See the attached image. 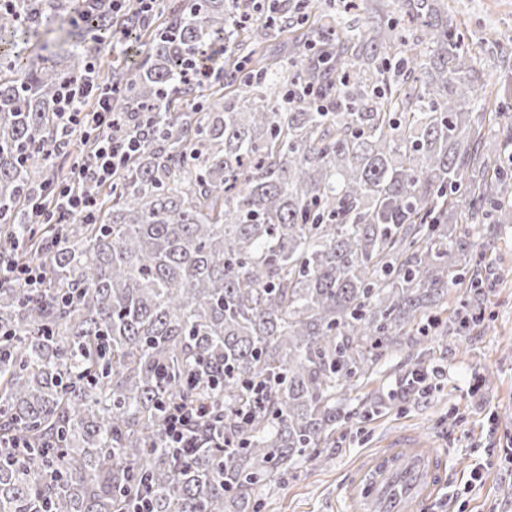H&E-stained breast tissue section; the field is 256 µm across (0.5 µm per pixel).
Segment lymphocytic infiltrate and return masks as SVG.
I'll return each mask as SVG.
<instances>
[{
	"mask_svg": "<svg viewBox=\"0 0 512 512\" xmlns=\"http://www.w3.org/2000/svg\"><path fill=\"white\" fill-rule=\"evenodd\" d=\"M97 75L88 70L82 84L73 87L63 85L59 94L57 116L63 137L42 150L44 159H52L63 151L65 138L80 123H88L97 135V144L88 159L68 182H49L46 193L52 200L51 212H37L38 223L66 224L71 221L90 223L94 220L97 200L94 190L111 184L116 171L155 134L151 111H144L135 120L114 112L110 98H95L91 115H84L76 102L77 97L92 96ZM93 97V96H92ZM164 446L174 455H182L187 449L203 447L212 434L210 412L206 403H171L164 415Z\"/></svg>",
	"mask_w": 512,
	"mask_h": 512,
	"instance_id": "lymphocytic-infiltrate-1",
	"label": "lymphocytic infiltrate"
}]
</instances>
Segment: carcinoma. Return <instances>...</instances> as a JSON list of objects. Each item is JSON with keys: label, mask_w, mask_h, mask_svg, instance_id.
<instances>
[{"label": "carcinoma", "mask_w": 512, "mask_h": 512, "mask_svg": "<svg viewBox=\"0 0 512 512\" xmlns=\"http://www.w3.org/2000/svg\"><path fill=\"white\" fill-rule=\"evenodd\" d=\"M0 0V40L27 43L57 16ZM252 0H169L166 37L106 86L118 112L156 109L157 134L96 189L95 224H29L20 198L50 177L57 90L112 34V0H82L48 28L37 64L0 77V250L39 260L42 288L0 285V512H261L276 481L322 461L350 394L389 353L419 350L420 325L472 265V225L512 227V110L444 0H392L390 17L347 25L318 4L283 69L239 77L224 34ZM273 0L265 33L306 14ZM100 33L96 46L84 28ZM224 40L231 106L170 112L161 91L190 52ZM321 97L307 99L304 89ZM212 383L202 393L189 375ZM206 400L230 448L188 459L163 448L164 408Z\"/></svg>", "instance_id": "obj_1"}]
</instances>
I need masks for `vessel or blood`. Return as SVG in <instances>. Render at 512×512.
Listing matches in <instances>:
<instances>
[{"mask_svg": "<svg viewBox=\"0 0 512 512\" xmlns=\"http://www.w3.org/2000/svg\"><path fill=\"white\" fill-rule=\"evenodd\" d=\"M448 458L440 448L399 439L365 454L340 483L352 512H423L445 485Z\"/></svg>", "mask_w": 512, "mask_h": 512, "instance_id": "b4317fda", "label": "vessel or blood"}]
</instances>
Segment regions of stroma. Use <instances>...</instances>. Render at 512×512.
<instances>
[{"label":"stroma","instance_id":"1","mask_svg":"<svg viewBox=\"0 0 512 512\" xmlns=\"http://www.w3.org/2000/svg\"><path fill=\"white\" fill-rule=\"evenodd\" d=\"M448 4L487 71L498 73L501 52L512 54V0ZM165 25V15L158 12L146 27L117 19L114 27L126 31V44L101 53L103 74L135 68ZM490 32L496 35L493 47L483 43ZM476 236L474 271L490 268L496 273L479 301L481 321L460 335L427 327L418 353L398 351L386 357L378 378L352 394L350 416L336 427L328 461L319 466L301 461L262 512H328L338 484L358 456L400 433L448 454V484L427 512H512V230L480 224ZM420 367L437 373L428 393L421 398L396 393V385Z\"/></svg>","mask_w":512,"mask_h":512}]
</instances>
